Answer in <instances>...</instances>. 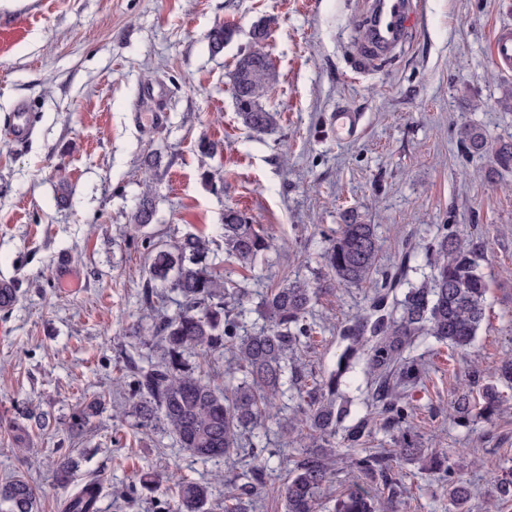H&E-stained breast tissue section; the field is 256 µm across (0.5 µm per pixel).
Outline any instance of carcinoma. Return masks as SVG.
<instances>
[{
	"mask_svg": "<svg viewBox=\"0 0 512 512\" xmlns=\"http://www.w3.org/2000/svg\"><path fill=\"white\" fill-rule=\"evenodd\" d=\"M237 30L218 25L209 34L211 49L219 52ZM232 79L239 88L234 100L243 125L257 135H271L278 128V113L265 108L276 74L269 59L251 53L237 60ZM461 142L471 152L487 150L481 129L468 126ZM153 200L145 196L130 222L152 223ZM224 252L244 269L254 267L258 257L272 247V238L236 210L224 212ZM212 240L202 233L187 232L167 249L158 250L149 268L143 293L147 333L134 327L131 335L151 351L147 365H131L129 391L125 397L128 415L143 429L171 434L191 457L228 463L238 455L242 439L256 437L265 422H274L284 436L295 425L279 417L278 403L301 380L297 355L311 340L307 315L319 291L343 286L374 288L366 311L340 329L341 350L336 366L306 390L299 389L302 446L288 478L278 486L267 484V459L257 454L249 468L250 481L238 477L226 481L224 512H250L258 498H281L285 512H323L321 492L336 476V433L343 432V445L350 451L352 466L385 495L386 512L402 495L391 456L385 451L361 449L371 433L370 417L343 426L350 414L342 400L341 386L349 374L362 366L371 377L366 406L381 418L385 432L400 434L399 457L418 462L424 470L442 474L454 512H466L470 483L450 457L428 454L416 435L407 429L413 407L406 393L422 382L425 364L407 357L416 340L433 338L464 351L475 341L485 319L488 283L480 272L469 244L443 234L428 247L430 275L421 284L407 281L408 266L380 284L373 283L380 245L375 225L351 214L322 253L325 279H296L266 291L259 302L263 324L248 326L243 296L230 288L224 275L208 263ZM407 285L402 298L396 290ZM169 287L182 297L179 310L168 315L160 306L158 287ZM224 360V387L211 383L209 360ZM481 414L493 415L504 403L498 386L482 387ZM105 399L94 395L74 413L78 428L104 409ZM78 462L71 456L60 461L54 488L66 492L62 512H99L103 486L92 479L76 484ZM175 512H205L212 497L207 483L171 477ZM46 491L22 475L0 483V506L5 512H39ZM378 500L362 488L348 490L336 499L335 512H376Z\"/></svg>",
	"mask_w": 512,
	"mask_h": 512,
	"instance_id": "carcinoma-1",
	"label": "carcinoma"
}]
</instances>
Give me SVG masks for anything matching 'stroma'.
Masks as SVG:
<instances>
[{
  "mask_svg": "<svg viewBox=\"0 0 512 512\" xmlns=\"http://www.w3.org/2000/svg\"><path fill=\"white\" fill-rule=\"evenodd\" d=\"M370 0H0V284L15 299L0 308V480L20 473L47 486L64 456L78 478L104 486L100 512H170L168 476L213 483L208 512H224L223 476L235 464L201 462L173 437L140 430L117 411L129 361L145 348L129 336L143 309L149 246L188 232L214 239L210 261L246 288L247 323L260 322L262 292L295 277L324 276L321 254L343 215L376 225L374 275L410 255L419 283L425 252L442 231L469 240L488 284L486 318L468 352L427 341V374L410 391L424 447L459 461L470 512H487L490 475L512 477V387L502 411L455 419L468 373L493 376L512 355V169L495 149L512 139V110L498 97L512 83L492 55L512 26V0H408L416 19L393 51L368 59ZM263 21L276 71L266 100L279 126L259 136L238 120L231 74ZM237 29L220 53L217 25ZM34 117L24 144L6 129L17 103ZM163 109L161 124L149 116ZM363 115L354 139L336 137L331 116ZM488 148L469 153L464 126ZM203 141L217 143L202 152ZM156 212L129 217L144 192ZM264 229L273 247L245 270L224 252L226 209ZM371 289L338 287L308 316L304 360L314 376L336 362L339 328L369 304ZM108 394L84 432L70 430L85 398ZM28 431L25 446L14 427ZM400 512H448L436 474L396 467Z\"/></svg>",
  "mask_w": 512,
  "mask_h": 512,
  "instance_id": "1",
  "label": "stroma"
}]
</instances>
